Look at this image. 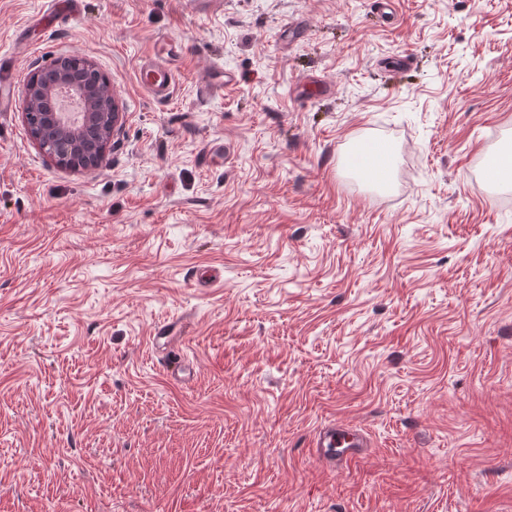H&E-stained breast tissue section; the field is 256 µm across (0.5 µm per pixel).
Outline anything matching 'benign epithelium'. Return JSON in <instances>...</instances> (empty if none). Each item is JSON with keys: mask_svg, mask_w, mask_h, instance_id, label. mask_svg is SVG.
Returning a JSON list of instances; mask_svg holds the SVG:
<instances>
[{"mask_svg": "<svg viewBox=\"0 0 512 512\" xmlns=\"http://www.w3.org/2000/svg\"><path fill=\"white\" fill-rule=\"evenodd\" d=\"M69 75L61 73L53 83H43L37 73H32L26 85V109L23 120L31 139L49 160L61 166L64 161L79 154L93 153L85 166L92 172L102 167L112 138L123 126V112L113 91L104 93L102 98L86 102L88 131L60 122L55 113H45V126H40L37 115L38 105L50 100L53 90L59 84L67 83Z\"/></svg>", "mask_w": 512, "mask_h": 512, "instance_id": "1", "label": "benign epithelium"}]
</instances>
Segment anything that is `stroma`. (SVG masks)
<instances>
[{
	"mask_svg": "<svg viewBox=\"0 0 512 512\" xmlns=\"http://www.w3.org/2000/svg\"><path fill=\"white\" fill-rule=\"evenodd\" d=\"M0 0V512H512V0ZM181 44L159 102L136 79ZM92 60L95 172L23 121ZM216 66L239 82L206 95ZM327 94L298 93L308 79ZM393 146L385 193L348 174ZM187 321L195 374L149 338ZM369 446L328 466L318 427ZM87 66L95 68V64L88 59L84 60ZM77 76L85 84L91 96L98 95L107 90L112 83L109 75L93 69L88 72L77 70ZM69 75L60 73L54 83H43L36 72L32 73L26 85V109L23 112V120L31 139L39 150L49 160L58 166L71 168L83 167L79 158L71 157L79 154L94 153L95 147L91 143L90 134L101 132L104 139L100 142L97 152L83 168L86 171H96L102 167L106 160V152L112 138L116 136L123 126V112H121L118 99L111 90L104 93L102 98L86 101L87 121L84 127H73L60 122L55 117V112H45V126H40L38 105L41 101H50L53 90L59 84H66ZM89 126L88 132H83ZM64 164V165H63ZM194 362L191 360L184 349H174L171 347L164 361V367L167 374L174 379L190 378Z\"/></svg>",
	"mask_w": 512,
	"mask_h": 512,
	"instance_id": "1",
	"label": "stroma"
}]
</instances>
